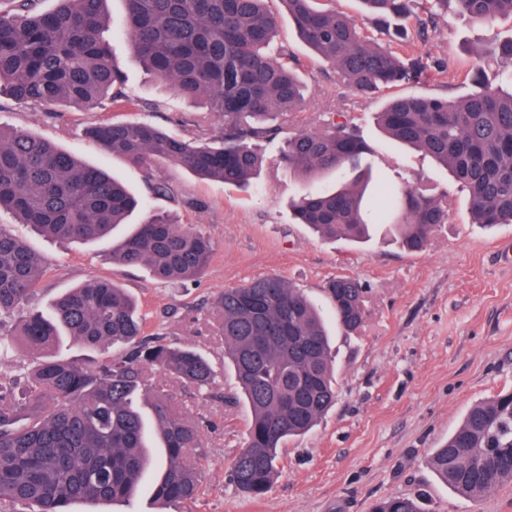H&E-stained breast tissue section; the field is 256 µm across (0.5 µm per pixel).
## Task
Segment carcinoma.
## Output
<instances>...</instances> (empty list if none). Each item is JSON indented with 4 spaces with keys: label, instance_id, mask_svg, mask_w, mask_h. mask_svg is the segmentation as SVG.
<instances>
[{
    "label": "carcinoma",
    "instance_id": "1",
    "mask_svg": "<svg viewBox=\"0 0 512 512\" xmlns=\"http://www.w3.org/2000/svg\"><path fill=\"white\" fill-rule=\"evenodd\" d=\"M108 0H11L0 10V93L21 105L93 106L125 100L124 71L112 53ZM266 0H124L121 36L164 86L224 117L207 140L169 135L145 121L104 123L88 130L104 150L146 170L151 195L169 198L155 175L171 162L199 179L244 187L263 156L255 142L279 138L274 124L294 112L306 88L289 49L274 47L278 19ZM300 40L359 97L448 73L429 54L402 57L384 40L425 41L436 6L451 4L474 23L512 18V0H359L374 29L358 25L326 0H281ZM512 62V34L490 51L476 49L464 81L471 89L448 98L406 95L375 113L391 139L448 169L469 200L471 223L512 224V70L490 77L489 58ZM327 130L283 139L277 160L302 180L336 172L333 191H307L290 202L300 224L324 237L359 242L371 224H392L411 252L425 250L448 223L445 192L404 181L389 188L386 208L366 197L367 184L348 174L371 168L377 153L346 112L329 113ZM145 206L119 180L31 133L0 127V211L60 241H104ZM213 245L202 230L160 214L136 226L112 248V262L145 266L154 279L183 284L207 267ZM43 261L28 242L0 227V356L19 336L33 366L17 369V384L0 383V512L29 504L35 512H70L77 500L132 497L151 465L140 401L150 402L154 431L166 457L155 486L162 505L192 501L206 461L208 420L194 418L168 390L175 379L191 398L208 397L217 374L209 357L156 337L141 340L143 319L116 282L93 278L51 303L30 305ZM326 293L336 324L358 329L364 289L339 276ZM224 359L251 416L227 477L248 497H261L277 471V449L309 432L336 402L334 356L323 317L304 294L276 274L228 288L214 304ZM67 339L90 348L122 346L109 359L86 363L58 354ZM450 488L482 499L512 482V391L473 404L445 444L428 459ZM373 512H426L421 496H390Z\"/></svg>",
    "mask_w": 512,
    "mask_h": 512
}]
</instances>
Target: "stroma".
<instances>
[{"label": "stroma", "instance_id": "stroma-1", "mask_svg": "<svg viewBox=\"0 0 512 512\" xmlns=\"http://www.w3.org/2000/svg\"><path fill=\"white\" fill-rule=\"evenodd\" d=\"M268 6L279 17V42L292 51L309 86L302 110L280 116L284 131H319L325 111H346L379 149L369 197L386 203L389 182L399 175L430 183L448 194V223L437 228L421 253L404 250L385 227L363 244L320 238L295 223L288 208L289 199L306 191V184L280 166L274 145L265 143V165L246 191L198 179L172 164L157 168L174 195L150 198L132 223L153 212L166 213L178 223L197 226L214 243L205 272L185 288L158 282L146 268L113 264L110 252L97 245L43 239L1 211L0 227L24 238L46 264L34 301L45 310L69 288L95 277L112 278L137 300L144 335L207 355L219 391L230 396L236 379L224 362L223 343L207 324L211 304L224 289L276 274L326 312V283L337 276L355 278L365 290L366 317L357 331L330 329L335 405L308 434L279 449L269 491L251 499L226 474L246 438L247 408L222 399L190 403L193 413L212 418L219 428L206 437L203 492L179 512H371L386 497L417 493L424 496L428 512H512V483L472 501L427 464L472 404L512 389V225L490 231L471 223L467 196L446 170L383 137L373 120L382 99L354 95L329 64L316 60L297 39L280 0H269ZM511 31V19L480 25L452 11L427 42L410 45L408 51L447 58L452 69L463 71L474 49ZM112 51L126 75L129 105L49 113L1 94L0 126L46 138L142 194V169L112 159L85 136L86 127L149 120L173 136L191 138L220 133L224 120L159 87L124 38L113 40Z\"/></svg>", "mask_w": 512, "mask_h": 512}]
</instances>
